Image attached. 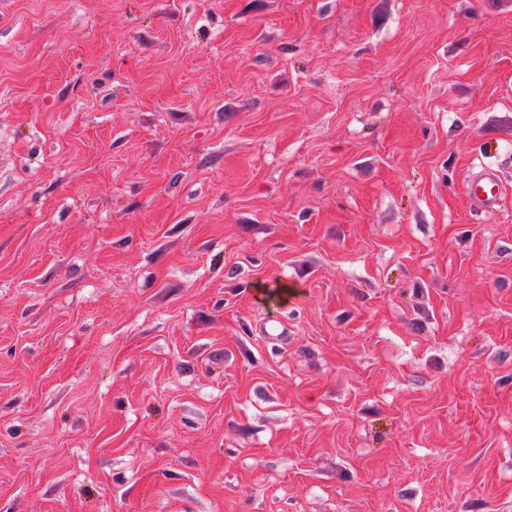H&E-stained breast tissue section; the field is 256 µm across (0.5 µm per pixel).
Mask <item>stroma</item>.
<instances>
[{
	"instance_id": "obj_1",
	"label": "stroma",
	"mask_w": 512,
	"mask_h": 512,
	"mask_svg": "<svg viewBox=\"0 0 512 512\" xmlns=\"http://www.w3.org/2000/svg\"><path fill=\"white\" fill-rule=\"evenodd\" d=\"M512 0H0V512H512ZM467 189L476 209L482 212L495 209L502 193L498 170L492 166H485L471 172Z\"/></svg>"
}]
</instances>
